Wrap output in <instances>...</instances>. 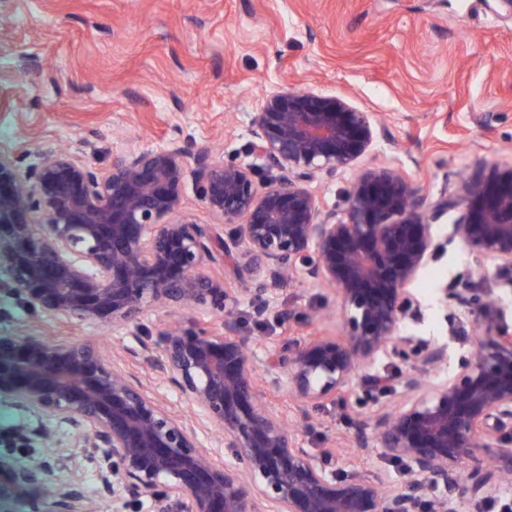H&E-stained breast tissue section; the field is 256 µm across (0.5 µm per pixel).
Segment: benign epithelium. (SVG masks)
Returning <instances> with one entry per match:
<instances>
[{
	"label": "benign epithelium",
	"instance_id": "1",
	"mask_svg": "<svg viewBox=\"0 0 512 512\" xmlns=\"http://www.w3.org/2000/svg\"><path fill=\"white\" fill-rule=\"evenodd\" d=\"M249 152L279 170L173 144L130 150L103 171L67 150L0 152V295L67 322H96L132 337L160 378L224 439V461L204 448L193 421L172 414L138 379L85 341L0 334V400L67 426L78 448L111 462L101 492L119 487L151 512H473L512 484V329L495 306L475 318L473 352L448 371V348L402 333L417 315L410 286L441 247L434 221L459 210L449 238L472 255L467 284L487 264L512 269V166L457 180L421 209L417 190L390 168L360 173L343 209L308 188L336 177L369 148V113L336 95L285 87L252 119ZM203 208L184 206L187 176ZM234 225L224 234V225ZM244 264L239 287L200 276L202 266ZM335 289L342 334L312 336L257 369L237 335L232 304L248 296L256 315L273 292L268 273ZM446 307L471 299L443 287ZM224 315L194 317L141 339L154 307ZM408 370L380 374L382 363ZM362 378L378 394L369 414L380 453L406 475H343L332 453L302 446L287 415L265 400L287 389L302 406L336 402ZM19 446L46 443V427L22 428ZM0 512H92L79 482L60 485L56 462H0ZM183 198L187 210L193 214L197 222L200 224H215L216 220L202 207L196 186L190 176L186 179Z\"/></svg>",
	"mask_w": 512,
	"mask_h": 512
}]
</instances>
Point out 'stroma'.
<instances>
[{"label": "stroma", "mask_w": 512, "mask_h": 512, "mask_svg": "<svg viewBox=\"0 0 512 512\" xmlns=\"http://www.w3.org/2000/svg\"><path fill=\"white\" fill-rule=\"evenodd\" d=\"M345 97L370 113L384 135L335 179L317 187L339 205L351 180L377 167L397 169L427 199L452 188L461 171L487 174L512 165V15L496 0H0V151L68 148L108 169L129 149L174 143L245 160L251 119L284 86ZM452 214L437 222L443 245L427 267L434 285H414L421 307L404 332L469 355L474 315L441 309L437 286L452 284L470 258L448 242ZM272 315L238 306L239 334L259 358L287 337L340 333L337 296L317 281L284 284ZM291 312L280 321L275 313ZM31 331L85 340L118 360L167 407L191 415L188 401L151 370L131 337L98 323H70L0 297V333ZM364 393L297 409L304 447L371 432ZM58 428L48 452L58 476L80 479L98 512H139L122 492L102 494L101 460L75 448Z\"/></svg>", "instance_id": "obj_1"}]
</instances>
